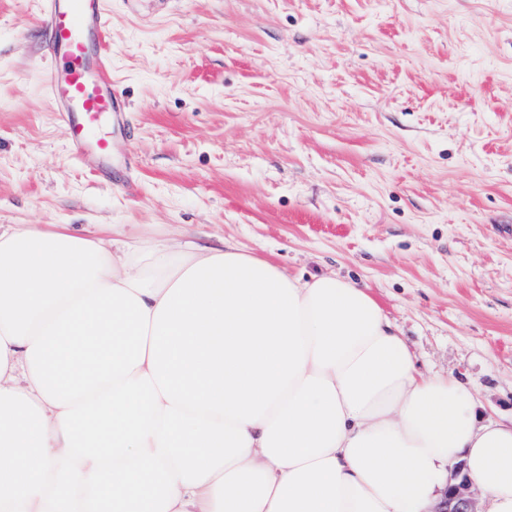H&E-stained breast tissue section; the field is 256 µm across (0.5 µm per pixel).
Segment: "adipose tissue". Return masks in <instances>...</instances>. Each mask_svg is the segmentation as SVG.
Returning a JSON list of instances; mask_svg holds the SVG:
<instances>
[{
    "label": "adipose tissue",
    "instance_id": "obj_1",
    "mask_svg": "<svg viewBox=\"0 0 512 512\" xmlns=\"http://www.w3.org/2000/svg\"><path fill=\"white\" fill-rule=\"evenodd\" d=\"M0 225V512H512V423L427 379L367 289L233 243ZM455 464L457 465L455 466ZM455 464L451 467L452 478L454 469L453 479L455 482L447 489L444 500L439 504L434 512L484 511V498L481 488L475 482H471V479L465 472V466L463 463L456 462ZM471 488L475 494L478 511L476 510V501Z\"/></svg>",
    "mask_w": 512,
    "mask_h": 512
}]
</instances>
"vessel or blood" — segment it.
<instances>
[{
    "instance_id": "vessel-or-blood-1",
    "label": "vessel or blood",
    "mask_w": 512,
    "mask_h": 512,
    "mask_svg": "<svg viewBox=\"0 0 512 512\" xmlns=\"http://www.w3.org/2000/svg\"><path fill=\"white\" fill-rule=\"evenodd\" d=\"M47 65L42 84L57 105L75 148L94 143L112 149V116L124 106L113 91L102 50L106 29L102 0H42Z\"/></svg>"
}]
</instances>
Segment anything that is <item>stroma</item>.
<instances>
[{
  "mask_svg": "<svg viewBox=\"0 0 512 512\" xmlns=\"http://www.w3.org/2000/svg\"><path fill=\"white\" fill-rule=\"evenodd\" d=\"M130 109L73 157L37 0H0V224L242 249L369 288L512 418V0H104Z\"/></svg>",
  "mask_w": 512,
  "mask_h": 512,
  "instance_id": "stroma-1",
  "label": "stroma"
}]
</instances>
